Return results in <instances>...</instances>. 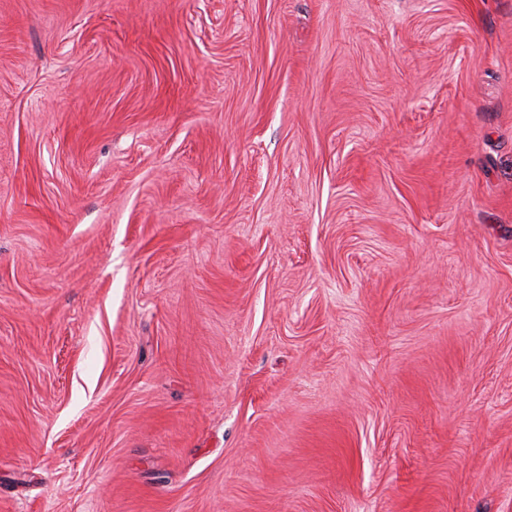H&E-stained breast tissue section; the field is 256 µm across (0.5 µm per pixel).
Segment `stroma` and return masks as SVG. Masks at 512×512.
I'll use <instances>...</instances> for the list:
<instances>
[{"mask_svg": "<svg viewBox=\"0 0 512 512\" xmlns=\"http://www.w3.org/2000/svg\"><path fill=\"white\" fill-rule=\"evenodd\" d=\"M0 512H512V0H0Z\"/></svg>", "mask_w": 512, "mask_h": 512, "instance_id": "obj_1", "label": "stroma"}]
</instances>
